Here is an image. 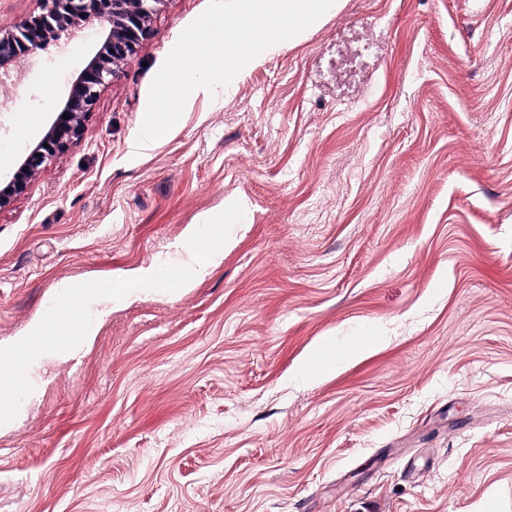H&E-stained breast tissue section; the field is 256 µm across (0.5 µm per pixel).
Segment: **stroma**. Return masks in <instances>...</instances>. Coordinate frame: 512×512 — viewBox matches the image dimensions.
<instances>
[{
	"label": "stroma",
	"instance_id": "1",
	"mask_svg": "<svg viewBox=\"0 0 512 512\" xmlns=\"http://www.w3.org/2000/svg\"><path fill=\"white\" fill-rule=\"evenodd\" d=\"M208 3L166 0L0 210V345L66 283L179 263L204 218L245 216L203 278L92 307L78 358L31 373L0 512H512V0H345L133 152ZM101 42L15 63L0 181Z\"/></svg>",
	"mask_w": 512,
	"mask_h": 512
}]
</instances>
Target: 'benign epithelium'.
<instances>
[{
    "instance_id": "1",
    "label": "benign epithelium",
    "mask_w": 512,
    "mask_h": 512,
    "mask_svg": "<svg viewBox=\"0 0 512 512\" xmlns=\"http://www.w3.org/2000/svg\"><path fill=\"white\" fill-rule=\"evenodd\" d=\"M39 12L0 27V83L18 59L44 50L59 31H78L97 22L104 32L100 47L72 81L56 121L17 162L12 178L0 185V210L26 193L38 173L70 144L81 139L85 120L102 89L117 77L146 39L166 0H39ZM68 118H63V115Z\"/></svg>"
}]
</instances>
